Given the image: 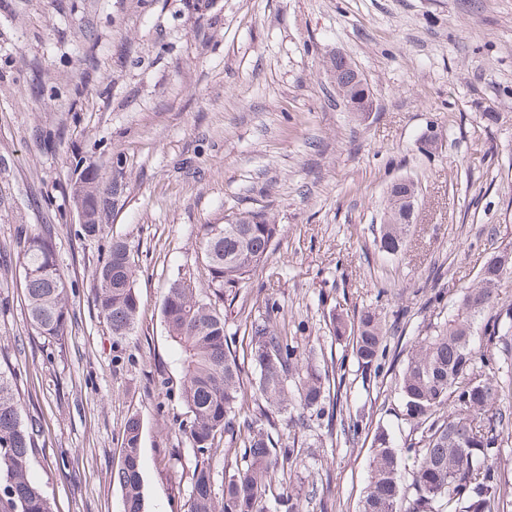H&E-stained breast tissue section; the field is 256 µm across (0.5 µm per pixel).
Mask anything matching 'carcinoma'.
<instances>
[{
    "mask_svg": "<svg viewBox=\"0 0 512 512\" xmlns=\"http://www.w3.org/2000/svg\"><path fill=\"white\" fill-rule=\"evenodd\" d=\"M345 88L349 111L364 106L359 72L343 57L332 61ZM88 223L83 235L95 237L98 188L87 174L80 188ZM417 185L401 179L390 186L379 245L388 254L403 246L410 220L405 199ZM251 224H208L201 242L204 281L176 278L162 304V316L174 346L173 362L183 373L181 398L189 414L182 434L197 458L190 474L187 512H269L268 495L278 476L292 468L294 449L279 446L274 416L290 409H324L328 426L345 440L355 439L359 419L340 405L336 365L320 371L278 327V302L267 297L264 312L240 319L249 339L245 370L228 343L224 295L237 297L265 267L281 233L269 212L251 211ZM130 244L112 241L96 272L95 302L114 336L135 327L140 299ZM28 319L38 336H61L67 325L66 280L57 262L51 234L26 239L18 253ZM512 284V250H502L484 265L476 284L461 291L451 318L429 325V333L407 355L396 388L410 431L398 444L385 428L374 435L365 495L359 512H505L508 482L501 472L499 448L512 426V411L501 406L505 389L499 370L512 363V306L501 289ZM386 319L366 308L356 321L332 314L338 341H352L362 372L373 378L393 370L398 354L387 343ZM252 392L255 409L241 416ZM142 423L129 417L123 430L122 462L113 475L122 491L123 512H144L141 459ZM224 454L240 449V459L224 464L216 488L211 460L220 443ZM36 448L33 426L25 423L10 369L0 367V483L12 496L0 498V512H56L54 503L31 479Z\"/></svg>",
    "mask_w": 512,
    "mask_h": 512,
    "instance_id": "cac0c4a2",
    "label": "carcinoma"
}]
</instances>
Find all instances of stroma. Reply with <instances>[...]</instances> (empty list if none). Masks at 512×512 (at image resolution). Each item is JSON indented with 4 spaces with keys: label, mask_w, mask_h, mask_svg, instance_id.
I'll return each mask as SVG.
<instances>
[{
    "label": "stroma",
    "mask_w": 512,
    "mask_h": 512,
    "mask_svg": "<svg viewBox=\"0 0 512 512\" xmlns=\"http://www.w3.org/2000/svg\"><path fill=\"white\" fill-rule=\"evenodd\" d=\"M338 55L366 80L369 116L337 94ZM89 166L104 200L92 238L73 201ZM399 178L418 210L390 256L376 228ZM261 206L282 234L239 300L259 314L276 298L299 349L343 362L364 423L348 443L316 412L279 416L288 489L302 512H357L377 427L409 425L394 374L365 379L329 316L378 307L408 354L433 293L452 307L512 248V0H0V360L40 425L30 475L57 512H123L112 474L134 414L145 512H185L195 455L161 307L179 272L202 276L204 225ZM45 229L68 282L55 337L33 334L16 267ZM116 239L140 298L123 337L93 291Z\"/></svg>",
    "instance_id": "stroma-1"
}]
</instances>
